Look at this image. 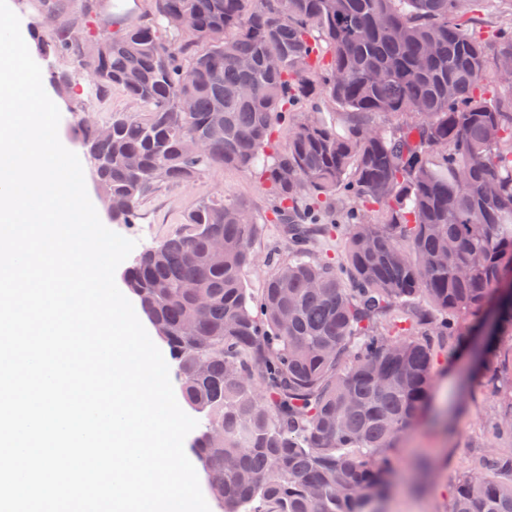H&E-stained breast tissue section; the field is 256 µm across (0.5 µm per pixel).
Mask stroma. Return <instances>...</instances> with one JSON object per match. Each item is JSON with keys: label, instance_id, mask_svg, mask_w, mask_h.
Wrapping results in <instances>:
<instances>
[{"label": "stroma", "instance_id": "obj_1", "mask_svg": "<svg viewBox=\"0 0 512 512\" xmlns=\"http://www.w3.org/2000/svg\"><path fill=\"white\" fill-rule=\"evenodd\" d=\"M22 26L41 22V38L53 42L59 23L69 22L85 35L96 32L108 12H122L127 24L141 23L150 7L149 0H108L97 15L86 12L83 0H11ZM55 71L68 73L71 95L57 99L61 112L59 138L71 151H79L74 130L80 109H88L101 124L135 112L121 88H97L80 67L76 54L54 58ZM250 200L261 226L256 244L257 258L243 272L248 288H261L268 271L264 252L278 234L271 207V185L260 174L232 167L215 166L194 182L157 188L141 204L133 224L114 225V232L135 241L136 251L162 244L168 238L187 232L188 213L203 200H218L224 194ZM471 347L443 351L434 364L432 395L421 421L406 435L396 453L402 465L393 479L380 512H448L453 489L464 471L493 457L512 455V436L496 434L497 418L512 414V399L492 393L481 368L473 365Z\"/></svg>", "mask_w": 512, "mask_h": 512}]
</instances>
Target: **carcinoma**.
Here are the masks:
<instances>
[{
  "instance_id": "cac0c4a2",
  "label": "carcinoma",
  "mask_w": 512,
  "mask_h": 512,
  "mask_svg": "<svg viewBox=\"0 0 512 512\" xmlns=\"http://www.w3.org/2000/svg\"><path fill=\"white\" fill-rule=\"evenodd\" d=\"M490 2L153 0L119 35L62 24L46 45L30 26L41 55L80 48L95 85L139 109L78 125L112 223L215 164L259 171L277 196L286 250L267 251L259 291L242 279L259 225L230 194L124 275L204 416L190 451L222 512H377L436 354L472 327L478 358L512 360V300L497 296L512 274V83L495 100L483 84L488 63L512 67V27L490 47L464 20ZM391 114L411 121H375ZM278 125L288 144L270 152ZM193 134L204 152L185 150ZM338 195L359 208L333 266L313 246L335 226L315 212ZM492 470L512 473V455L464 472L448 512H512Z\"/></svg>"
}]
</instances>
